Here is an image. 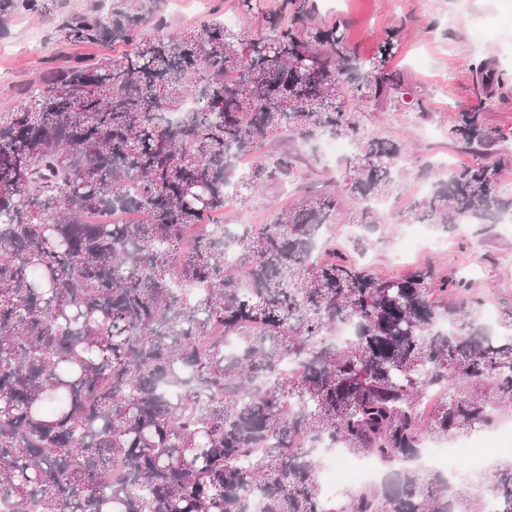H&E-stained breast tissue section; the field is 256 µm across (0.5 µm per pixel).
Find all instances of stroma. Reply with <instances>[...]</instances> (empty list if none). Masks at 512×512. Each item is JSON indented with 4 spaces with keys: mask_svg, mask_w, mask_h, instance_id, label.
Masks as SVG:
<instances>
[{
    "mask_svg": "<svg viewBox=\"0 0 512 512\" xmlns=\"http://www.w3.org/2000/svg\"><path fill=\"white\" fill-rule=\"evenodd\" d=\"M318 21L343 19L348 40L361 56H371L380 36L401 27L402 45L393 65L423 95L426 114L395 108L375 109L361 104L362 122L370 134L404 141L403 192L378 207L379 225L370 233L365 253H357L349 239L352 200H343L331 237L337 249L382 277H399L431 265L441 277L463 279L465 288L451 302L481 298L500 312L512 306V234L495 221L461 224L450 233L433 232L426 244L397 256L396 243L404 232L411 204L425 195L431 183L449 178L472 157L448 133L456 112L480 108L485 121L506 136L497 156L505 183H512V92H480L476 70L492 62L512 85V0H471L459 11L455 0H314ZM169 33L176 34L207 20H230L233 30L253 37L259 32L244 15L238 0H209L205 10L166 12ZM56 14L36 19L15 15L0 35V113L16 110L21 88L37 85L45 71L74 58H96L110 53L107 45H72L54 35ZM282 148L301 159L298 180L285 188L270 187L248 205L227 204L228 224H263L273 205H290L307 191L335 190L344 160L322 152L320 141L281 140Z\"/></svg>",
    "mask_w": 512,
    "mask_h": 512,
    "instance_id": "35a3bbf8",
    "label": "stroma"
}]
</instances>
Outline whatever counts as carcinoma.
<instances>
[{
  "mask_svg": "<svg viewBox=\"0 0 512 512\" xmlns=\"http://www.w3.org/2000/svg\"><path fill=\"white\" fill-rule=\"evenodd\" d=\"M54 2L0 0V28ZM238 3L257 36L218 21L170 35L160 0L62 14L64 41L125 49L51 68L0 115V501L12 512H485L483 496L448 491L417 458L426 441L512 412V308L491 336L481 299L448 302L460 282L428 267L379 277L328 242L315 253L343 197L361 251L373 203L402 188L405 145L363 134L357 110L365 99L427 111L390 66L400 31L366 61L345 21L314 22L312 0ZM284 132L353 143L340 191L264 224L214 222L227 197L246 205L294 177L283 150L240 165ZM448 132L475 162L408 212L445 230L509 203L489 162L502 132L477 108ZM340 327L352 329L342 342ZM319 447L377 458L392 480L329 498ZM472 483L512 512V461Z\"/></svg>",
  "mask_w": 512,
  "mask_h": 512,
  "instance_id": "obj_1",
  "label": "carcinoma"
}]
</instances>
